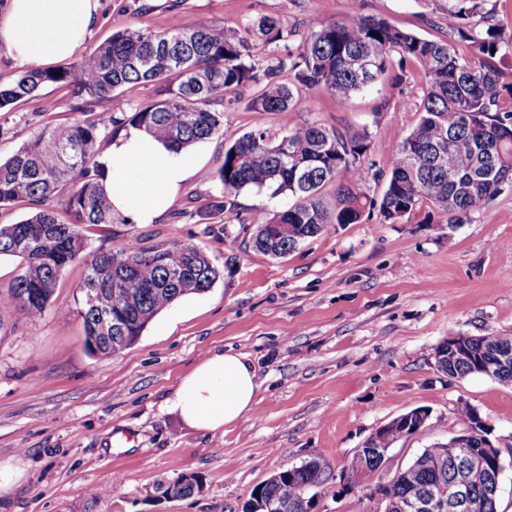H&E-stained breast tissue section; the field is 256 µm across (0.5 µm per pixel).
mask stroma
Segmentation results:
<instances>
[{
  "mask_svg": "<svg viewBox=\"0 0 512 512\" xmlns=\"http://www.w3.org/2000/svg\"><path fill=\"white\" fill-rule=\"evenodd\" d=\"M97 21L75 52L83 57L113 32H164L203 16L237 28L262 16L295 36L257 46L260 66L294 50L300 35L341 18L349 8L383 17L426 39L445 37L446 0H99ZM252 89L224 113V133L193 147L194 175L164 217L152 224L88 228L91 248L135 241L143 248L192 243L221 276L202 294L184 296L154 318L129 349L95 357L85 346L75 302L85 277L76 263L62 274L57 307L30 320L0 312V464L18 480L0 492V512H241L272 474L319 459L326 479L310 489L313 512H375L367 486L348 489L349 464L364 441L398 415L420 408L429 418L388 452L390 470L447 441L465 403L488 423L502 452L499 512H512V387L477 374L451 378L435 365L448 338L512 334V186L466 224H396L379 214L338 224L287 257L254 250L264 212L288 206L285 195L244 190L221 195L217 170L244 133L318 123L368 134L362 185L380 195L375 176L385 147L419 120L411 77L385 78L337 108L313 88L299 111L282 116L248 107ZM53 100L54 111L42 109ZM78 100L50 85L0 112V161L35 133L73 121ZM212 351L246 355L260 384L246 418L202 433L168 405L181 379ZM195 473L201 492L151 501L157 481ZM107 488L91 500L90 491Z\"/></svg>",
  "mask_w": 512,
  "mask_h": 512,
  "instance_id": "35a3bbf8",
  "label": "stroma"
}]
</instances>
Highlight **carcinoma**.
I'll return each instance as SVG.
<instances>
[{"label":"carcinoma","instance_id":"carcinoma-1","mask_svg":"<svg viewBox=\"0 0 512 512\" xmlns=\"http://www.w3.org/2000/svg\"><path fill=\"white\" fill-rule=\"evenodd\" d=\"M491 0H448V38L428 40L386 19L351 13L301 38L296 52L273 68L253 62L255 40L276 44L293 35L279 19L263 16L241 29L226 28L198 18L186 28L157 33L125 28L113 33L67 69L24 70L9 86H0V110L49 84L72 87L81 100V118L39 131L8 161L0 164V206L17 200L34 205V213L16 224H0V254L19 260L0 309H14L36 319L56 304L63 270L82 263L86 276L79 287V314L85 340L104 336L91 351L113 353L112 344L128 337L129 348L148 323L176 300L205 292L220 271L192 243L144 250L133 242L109 250L89 248L88 226L126 223L112 214L104 195L103 158L109 140L125 125H135L173 149H187L223 134L224 111L238 101L241 88L254 94L256 112L288 115L300 109L302 92L319 87L347 107L353 94L388 75L393 59L400 68L412 65L419 98L417 125L404 139L387 146V171L379 198L360 186L359 168L370 151L366 133L328 129L317 124L285 127L273 137L265 130L245 133L224 152L217 170L222 196L243 189H273L288 193L292 203L260 219L255 250L283 258L303 241L323 234L334 224H358L373 211L384 221L439 215L447 224H465L504 186L512 184V76L504 61L512 59V33L481 27L490 15ZM465 43L461 52L456 41ZM129 84H152L157 100L126 116L97 112V104ZM349 177L336 195L325 187ZM65 198L68 220L61 221L51 202ZM128 283L118 288L119 271ZM101 289L104 305L124 323L114 330L90 306L85 289ZM421 423L414 415L368 440L384 448L412 433ZM458 462L439 445L424 449L385 486L373 487L370 497L402 500L431 493L454 481ZM197 475L181 476L174 485L159 482L155 489L188 498L199 487ZM325 481L318 459L279 471L258 486L242 512L262 501V512H308L306 493ZM494 477L473 476L469 492L474 512H498Z\"/></svg>","mask_w":512,"mask_h":512}]
</instances>
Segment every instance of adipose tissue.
<instances>
[{
	"instance_id": "1",
	"label": "adipose tissue",
	"mask_w": 512,
	"mask_h": 512,
	"mask_svg": "<svg viewBox=\"0 0 512 512\" xmlns=\"http://www.w3.org/2000/svg\"><path fill=\"white\" fill-rule=\"evenodd\" d=\"M99 0H5L0 44L16 60L43 66L73 55L97 21ZM104 189L113 213L137 224L161 219L196 161L138 127L122 130L104 156ZM259 384L245 355L207 354L180 382L170 407L191 429L215 432L243 420Z\"/></svg>"
}]
</instances>
